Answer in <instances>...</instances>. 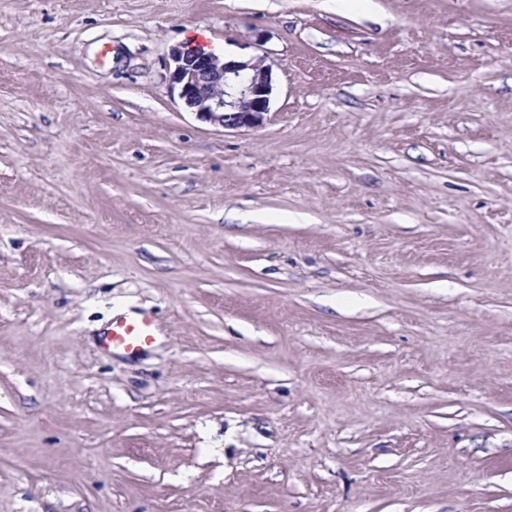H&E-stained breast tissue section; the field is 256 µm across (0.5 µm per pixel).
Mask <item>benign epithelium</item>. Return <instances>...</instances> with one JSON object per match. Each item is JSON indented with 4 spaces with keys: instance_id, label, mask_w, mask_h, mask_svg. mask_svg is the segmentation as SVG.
<instances>
[{
    "instance_id": "benign-epithelium-1",
    "label": "benign epithelium",
    "mask_w": 512,
    "mask_h": 512,
    "mask_svg": "<svg viewBox=\"0 0 512 512\" xmlns=\"http://www.w3.org/2000/svg\"><path fill=\"white\" fill-rule=\"evenodd\" d=\"M172 87L196 116L224 129L252 128L269 111L273 92L263 59L224 61L200 48L172 51Z\"/></svg>"
}]
</instances>
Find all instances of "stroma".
Segmentation results:
<instances>
[{
	"label": "stroma",
	"mask_w": 512,
	"mask_h": 512,
	"mask_svg": "<svg viewBox=\"0 0 512 512\" xmlns=\"http://www.w3.org/2000/svg\"><path fill=\"white\" fill-rule=\"evenodd\" d=\"M0 512H512V0H0ZM224 59L201 48L172 51V87L184 106L196 116L224 129L252 128L262 123L269 111L273 92L270 67L264 59H239L223 46ZM132 316L135 314L128 312V317L112 320L101 338L104 349H118L132 356L153 343L157 330L153 316L147 312Z\"/></svg>",
	"instance_id": "1"
}]
</instances>
